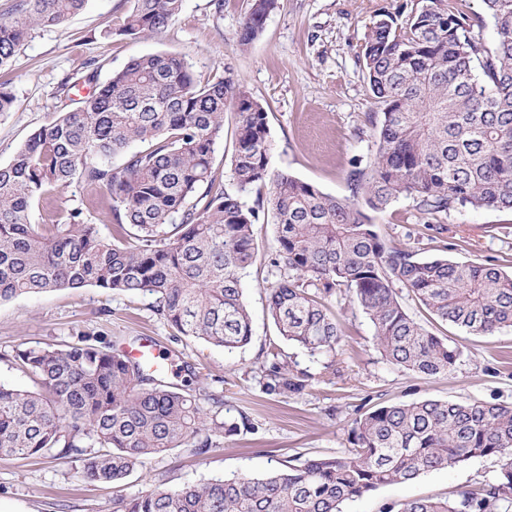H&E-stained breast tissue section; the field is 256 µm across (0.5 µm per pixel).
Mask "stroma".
I'll list each match as a JSON object with an SVG mask.
<instances>
[{"label":"stroma","instance_id":"stroma-1","mask_svg":"<svg viewBox=\"0 0 512 512\" xmlns=\"http://www.w3.org/2000/svg\"><path fill=\"white\" fill-rule=\"evenodd\" d=\"M402 0H278L250 45L241 46V23L252 0H226L216 14L212 0H183L181 13L161 34L130 40L103 36L123 19L132 0H87L60 26L31 31L11 66L0 71L14 102L0 113V164L9 162L30 134L61 108L75 109L61 91L79 78L88 60L108 79L133 57L180 54L195 77L207 82L232 70L267 109L270 167L317 186L325 193H350L355 160L376 150L368 122L378 104L357 61L376 9ZM380 238L407 246L419 256L494 264L512 271V212L464 208L449 213L442 231L428 229L412 199L399 198L373 214ZM259 260L244 279L253 337L227 353L175 334L152 308L148 295L128 296L88 287L23 295L0 303V380L25 388L29 379L12 364L16 348L60 344L86 332L119 344L150 339L172 360L166 382L178 385L184 366L197 377L192 388L221 395L224 415L239 425L205 457L178 448L151 457L145 467L113 487L81 480L80 462L0 459V512H112V502L149 486L196 484L238 474H259L283 462L334 456L350 445L353 420L376 406L425 399L512 405V328L487 336L466 334L440 322L411 295L402 303L427 330L462 345L454 372L428 378L389 364L376 349L373 326L345 291L331 298L342 341L336 352L310 354L279 336L265 309V290L276 280L269 260L278 250L274 218L255 226ZM278 349L295 371L308 374L307 387L283 394L266 388V361ZM502 462L486 456L426 472L412 482L379 487L346 502L342 512H385L408 499L447 497L493 480Z\"/></svg>","mask_w":512,"mask_h":512}]
</instances>
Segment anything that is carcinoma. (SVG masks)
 I'll return each mask as SVG.
<instances>
[{"mask_svg":"<svg viewBox=\"0 0 512 512\" xmlns=\"http://www.w3.org/2000/svg\"><path fill=\"white\" fill-rule=\"evenodd\" d=\"M123 23L104 34L131 39L165 31L183 0H132ZM86 0H19L0 21V69L30 31L60 25ZM496 41L448 0L379 8L359 48L370 93L376 150L353 163L351 195L337 197L269 167L267 111L230 70L204 84L175 53L132 58L101 82L96 61L82 108L60 112L0 165V302L63 289L149 295L175 335L232 353L252 338L244 277L259 259L255 225L275 218L279 278L266 310L280 335L312 354L336 351L341 333L324 300L344 289L374 328L391 364L428 377L450 374L458 344L418 324L400 293L470 335L512 327V274L494 265L421 258L386 245L372 214L409 197L426 223L459 208L512 212V0H483ZM277 0H253L240 44L262 31ZM235 117V190L213 191V156L224 112ZM124 156L116 166L115 157ZM81 184L106 197L116 237L103 238L82 206H52ZM270 184L251 206L244 194ZM44 203L41 224L30 222ZM33 382H0V458L79 461L80 477L118 484L157 454L191 447L204 456L238 423L163 372L128 357L105 336L79 333L64 345L16 349ZM267 387L299 392L295 375L268 353ZM352 447L336 456L260 475L197 485H154L115 501V512H342L341 505L391 483L475 457L502 460L499 477L451 499L417 498L388 512H512V406L426 399L390 403L354 419Z\"/></svg>","mask_w":512,"mask_h":512,"instance_id":"1","label":"carcinoma"}]
</instances>
